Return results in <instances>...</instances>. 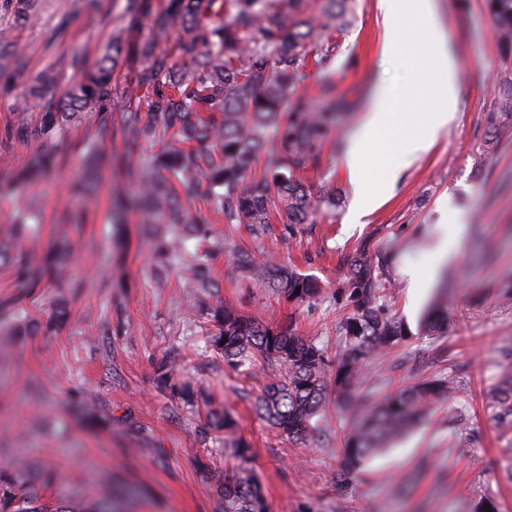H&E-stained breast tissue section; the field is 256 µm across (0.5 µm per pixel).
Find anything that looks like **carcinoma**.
<instances>
[{
	"instance_id": "carcinoma-1",
	"label": "carcinoma",
	"mask_w": 512,
	"mask_h": 512,
	"mask_svg": "<svg viewBox=\"0 0 512 512\" xmlns=\"http://www.w3.org/2000/svg\"><path fill=\"white\" fill-rule=\"evenodd\" d=\"M314 14L312 0H112V40L91 64L80 53L65 66L71 78L58 97L43 103L39 123L24 120L0 128V142H26L32 148L24 169L0 176V197L18 201L12 217L13 242L0 244V266L14 270L18 295L0 303V323L17 335L34 326L24 301L36 288L54 284L78 288L70 275V228L94 214L92 180L107 166L135 184L137 194L112 196L111 223H126L134 210L151 231L157 284L168 282L177 270L185 287L219 292L210 274L216 233L199 202L224 218L233 231L246 225L257 235L271 230L273 216L286 215L282 234L292 237L297 226L311 224L313 208L332 209L336 184L322 178V159L336 128V101L324 81L314 93L289 101L309 63L326 70L335 59L336 34L351 26L353 0H321ZM39 0H5L15 20L33 25L39 20ZM501 36L512 44V0H487ZM147 24V35L135 29ZM23 63L22 51L0 34V57ZM124 76L116 75L118 67ZM60 72L48 68L32 79L31 95L44 98L55 88ZM122 110L121 123L112 126V109ZM94 113L99 138L120 140L121 149L108 157L97 142L75 144L84 160L82 176L70 195L80 208L58 220V241L41 263L32 262L25 242L38 235L41 215L28 198V188L46 178L57 163L52 141L67 138L70 128ZM157 147L144 154V145ZM266 156L259 181L247 177L260 156ZM240 273L250 282L274 290L292 305L321 296L317 278L275 260L258 262L240 251L234 256ZM387 286L375 274L363 250L348 261L347 275L336 289L345 314L339 323L336 355L303 340L291 327L270 326L222 303L204 308L210 323L211 346L234 370H249L258 361L278 369L257 410L289 438L305 440L316 430L314 419L330 395L348 402L355 411L344 448L345 467L355 470L389 448L413 429L432 405L450 396L445 379L405 385L384 399L365 404L352 394L363 366L376 355L407 342L412 333L393 313ZM421 331H448V308L435 307L425 315ZM160 388L194 405L197 393L181 379L176 359L156 369ZM501 415L512 418V375L494 397ZM209 424L224 433V453L238 464L224 472L220 486L221 512H268L253 469L245 466L251 449L235 437L237 423L226 411H212ZM51 480L44 467L41 484L33 482L26 465L0 469V512H72L59 502L44 500Z\"/></svg>"
}]
</instances>
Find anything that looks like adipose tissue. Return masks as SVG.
<instances>
[{"instance_id":"obj_1","label":"adipose tissue","mask_w":512,"mask_h":512,"mask_svg":"<svg viewBox=\"0 0 512 512\" xmlns=\"http://www.w3.org/2000/svg\"><path fill=\"white\" fill-rule=\"evenodd\" d=\"M426 56L442 83V92L430 112L406 130V118L398 110L399 102L391 91L379 89L366 119L353 135L346 168L356 189V204L346 221L356 225L380 203L381 187H394L402 171L436 141L452 123L458 108V69L454 55L444 40L428 42ZM383 166L382 184L370 178L376 166Z\"/></svg>"}]
</instances>
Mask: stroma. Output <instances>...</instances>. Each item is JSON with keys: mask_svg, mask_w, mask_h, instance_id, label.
Wrapping results in <instances>:
<instances>
[{"mask_svg": "<svg viewBox=\"0 0 512 512\" xmlns=\"http://www.w3.org/2000/svg\"><path fill=\"white\" fill-rule=\"evenodd\" d=\"M74 3L47 0L37 24L13 31L27 68L12 93L0 97V126L38 119L28 97L35 74L62 68L76 51L96 60L110 41L111 23ZM354 5L330 68L307 67L288 91L292 97L312 92L323 78L348 104L322 160V174L335 181L340 201L315 211L312 224L286 240L239 229L216 250L211 275L225 303L271 325H292L301 338L332 351L343 315L333 294L348 257L368 245L412 337L367 363L362 389L376 401L406 384L445 377L454 386L451 397L435 404L413 433L352 472L342 452L351 412L336 399L327 400L315 437L301 442L279 434L256 409L274 379L271 368L260 363L236 371L207 348L183 305V278L162 288L153 282L151 246L136 213L124 226L127 252L111 253L112 193L125 181L106 168L95 191L96 217L73 237L71 269L79 287L42 288L26 300L33 317L44 319L55 298L63 297L65 326L0 334V468L21 460L35 476L53 464L50 495L77 512H91L104 500L114 512H217L216 489L234 460L208 426L213 408L236 418L269 512H476L482 501L512 512V429L489 406L504 374L512 372V297L501 291L512 283V50L498 40L486 0H434L437 34L458 63L459 111L381 205L350 227L343 219L355 192L342 158L377 91L391 87L411 121L439 93L438 78L425 73L423 31L403 20L387 29L379 0ZM68 14L67 36L51 41ZM389 30L398 41L390 52L383 48ZM491 112L498 115L494 134L486 122ZM94 132L95 119L87 117L59 143L61 165L31 189L43 219L39 235L26 243L33 260L49 249L59 214L75 206L67 185L83 162L72 146ZM445 206L464 230L458 254L439 264L432 247ZM238 250L315 275L325 292L313 303L289 304L239 273L233 263ZM407 266L430 272L433 281L410 287L402 274ZM442 296L448 332L425 335L420 323ZM168 354L177 355L181 377L210 394L211 404L192 408L158 389L155 367Z\"/></svg>", "mask_w": 512, "mask_h": 512, "instance_id": "1", "label": "stroma"}]
</instances>
